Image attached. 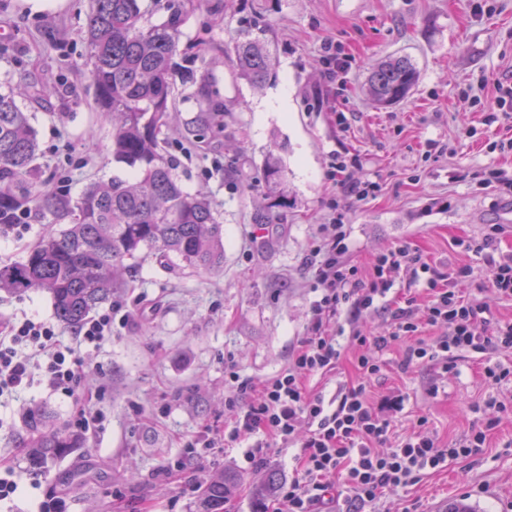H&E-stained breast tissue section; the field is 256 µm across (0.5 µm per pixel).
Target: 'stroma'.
Instances as JSON below:
<instances>
[{"label": "stroma", "instance_id": "35a3bbf8", "mask_svg": "<svg viewBox=\"0 0 512 512\" xmlns=\"http://www.w3.org/2000/svg\"><path fill=\"white\" fill-rule=\"evenodd\" d=\"M180 49L204 56L217 98L226 111L222 133L189 127L199 106L192 83H177L178 120L168 151L185 191L207 192L224 226L220 270L160 265L141 259L128 288L110 303L112 337L83 348L87 386H105L99 426L79 447L29 467L22 440L30 408L40 406L72 422L73 398L42 389L0 398V467L13 468L20 490L0 512H37L41 501L64 497L69 512H193L203 484L236 472L239 490L224 512H271L258 500L268 475L295 476V449H270L251 467L237 446L197 447L187 440L223 426L224 381L230 373L264 381L286 369L309 333L316 299L312 263L323 244L321 227L346 224L347 264L369 277L377 258L398 243L446 270L468 265L465 287L493 320H512V299L486 288L482 255L464 242L482 238L486 225L503 224L496 248L512 254V198L482 188L486 165L512 168V153H489L490 142L512 136V117L488 122L497 86L512 81V0H184ZM91 0H0V82L47 88L45 102L26 103L38 130V164L51 186L79 198L92 182L111 178L112 124L94 105L95 88L80 38ZM261 27L276 50V64L261 88L236 74L233 45L239 33ZM349 61L328 82L326 41ZM410 57L418 79L409 96L374 105L363 85L372 63ZM280 159L290 205L275 223L255 226L265 161ZM356 159L352 180H371L378 191L359 201L344 195L333 176L337 156ZM426 293L409 277L394 278L387 309L368 316L364 333H387L390 312ZM404 345L387 351L369 383L373 405L404 395L391 422L388 452L418 418L440 444L464 438L478 419L498 417L483 454L449 463L418 484L387 489L366 512H446L463 500L474 512H512V412L493 414L489 396L512 401V387L494 389L484 378L482 355L467 353L457 373L428 363L403 367ZM356 349L347 346L336 369L312 376L308 390L333 398L357 380ZM176 469L165 479L164 468Z\"/></svg>", "mask_w": 512, "mask_h": 512}]
</instances>
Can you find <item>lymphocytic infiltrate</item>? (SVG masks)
I'll use <instances>...</instances> for the list:
<instances>
[{"label": "lymphocytic infiltrate", "mask_w": 512, "mask_h": 512, "mask_svg": "<svg viewBox=\"0 0 512 512\" xmlns=\"http://www.w3.org/2000/svg\"><path fill=\"white\" fill-rule=\"evenodd\" d=\"M500 230V225H488L483 239L469 249L487 255V281L493 292L512 298V255L491 256ZM323 231L327 246L315 263L319 297L310 308V336L301 340L289 367L274 378L258 382L232 375L225 388L230 421L225 428L207 433L206 442L212 448L237 441L244 434L253 435L245 453L251 463L261 461L273 447H300L302 468L281 485L276 512H317L339 475L350 501L365 505L376 501L387 488L415 485L423 475L486 448L495 420H480L464 439L444 447L429 435L421 418L399 438L395 448L386 453L376 451V444L388 436L390 420L369 403L367 384L381 372L384 353L391 346L405 344L404 364L426 362L445 373L456 371L460 353H479L487 361L485 379L490 386L512 382V366L494 359L497 351L512 348V322H490L486 307L463 295L461 286L473 274L470 266L434 270L417 251L401 243L379 258L366 286L356 269L341 261L347 250L345 224L337 218L324 225ZM399 274L428 290L430 300L424 315H417L410 304L397 308L383 336L357 331L348 337L331 327L337 313H345L355 324L374 311ZM425 324L444 326L446 332L434 341H425L419 336ZM349 343L358 349L355 367L359 379L341 392L332 407L323 396L308 394L306 380L334 370ZM75 347L62 341L57 326L49 320L25 314L0 320V395L38 384L77 398L74 424L90 429L101 419L93 400L103 392L98 389L87 394Z\"/></svg>", "instance_id": "obj_1"}]
</instances>
